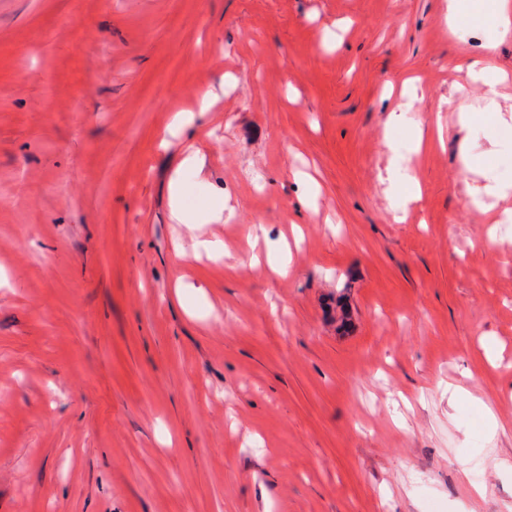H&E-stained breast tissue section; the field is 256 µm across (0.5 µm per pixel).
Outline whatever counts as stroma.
I'll use <instances>...</instances> for the list:
<instances>
[{
    "mask_svg": "<svg viewBox=\"0 0 512 512\" xmlns=\"http://www.w3.org/2000/svg\"><path fill=\"white\" fill-rule=\"evenodd\" d=\"M488 38L448 0H0V512H512ZM217 86L200 179L158 144ZM173 180L229 257L176 252ZM472 68L475 73V79L479 80L482 86L485 87V106L483 112L489 115L497 126L508 128L510 126L509 120H511L512 129V114L509 115V120L503 116V111L497 101L498 97V85L501 83V79L486 72V67L480 66L478 61L472 63ZM498 152V142L496 141H491L489 147L483 151L482 157L485 164L480 173L484 174L486 183L474 185L470 189V200L476 208L481 209L484 206L485 197L506 198L512 195V178L511 180L496 179L493 174Z\"/></svg>",
    "mask_w": 512,
    "mask_h": 512,
    "instance_id": "1",
    "label": "stroma"
}]
</instances>
